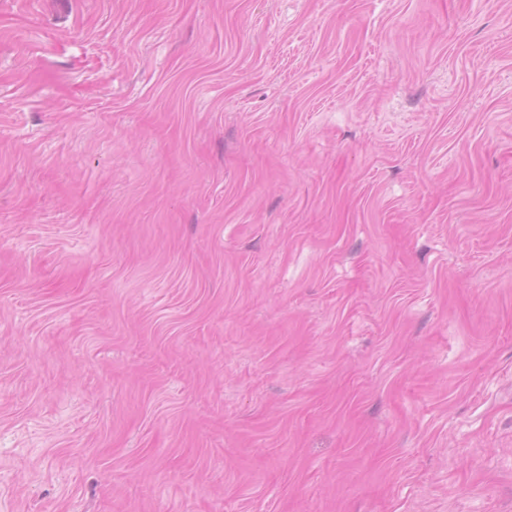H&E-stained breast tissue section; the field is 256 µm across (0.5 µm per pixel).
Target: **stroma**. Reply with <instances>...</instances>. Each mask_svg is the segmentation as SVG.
Here are the masks:
<instances>
[{
    "instance_id": "obj_1",
    "label": "stroma",
    "mask_w": 512,
    "mask_h": 512,
    "mask_svg": "<svg viewBox=\"0 0 512 512\" xmlns=\"http://www.w3.org/2000/svg\"><path fill=\"white\" fill-rule=\"evenodd\" d=\"M0 512H512V0H0Z\"/></svg>"
}]
</instances>
